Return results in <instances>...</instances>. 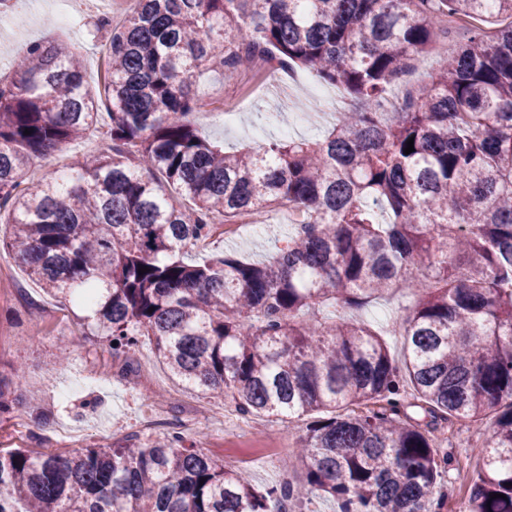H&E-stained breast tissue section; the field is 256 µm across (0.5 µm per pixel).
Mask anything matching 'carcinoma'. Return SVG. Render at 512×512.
I'll return each instance as SVG.
<instances>
[{"label": "carcinoma", "mask_w": 512, "mask_h": 512, "mask_svg": "<svg viewBox=\"0 0 512 512\" xmlns=\"http://www.w3.org/2000/svg\"><path fill=\"white\" fill-rule=\"evenodd\" d=\"M135 2L105 44L106 105L73 46L30 45L0 83V248L113 354L147 337L175 383L244 415L309 418L306 480L257 490L172 434L15 448L0 452V512H287L309 495L338 512H442L452 460L434 433L490 414L463 512H512V0ZM458 18L475 20L466 41L399 94ZM258 58L354 105L321 139L227 153L194 126L206 103L188 86ZM92 127L106 151L25 178ZM285 204L304 219L267 262L184 260L216 216ZM413 288L400 365L345 312ZM23 378L0 371L1 418Z\"/></svg>", "instance_id": "carcinoma-1"}]
</instances>
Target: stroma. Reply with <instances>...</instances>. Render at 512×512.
<instances>
[{"label":"stroma","mask_w":512,"mask_h":512,"mask_svg":"<svg viewBox=\"0 0 512 512\" xmlns=\"http://www.w3.org/2000/svg\"><path fill=\"white\" fill-rule=\"evenodd\" d=\"M72 9L84 11L81 40L62 29L51 8L32 11L30 0H19L14 18L0 24V79L11 80L14 61L23 56L29 43L54 41L79 43L86 68V79L92 92L102 89L104 45L108 34L97 25L99 15L121 19L129 10L121 0H95L92 12H85L82 0H73ZM299 84L291 86L287 97L272 104L265 87L247 89L221 71H201L190 85V92L210 96L211 106L196 120L199 133L223 143L225 151L257 149L280 139L281 128H288L292 140H313L330 129L333 119L298 123L296 112L303 83L312 79L308 71H299ZM101 132L89 130L79 142L63 146L46 161H35L31 167L38 178L53 177L73 155H90L104 151ZM264 232L244 230L234 236L214 234L204 245L190 248L188 261L234 254L251 262L269 259L276 247L291 235L287 207L264 212ZM10 291L0 297V362L21 365L25 380L21 403L11 418L0 419V450L29 448L39 445L53 448L58 444L60 429H69L78 437L77 444L86 448L108 445L131 436L147 443L171 431L181 432L186 440L228 468L238 471L255 488L286 481L300 483L304 477L297 445L305 433L306 418L281 423L268 421L275 448L250 446L248 439H233L238 419H231L228 431L210 429L205 414L222 409L223 399L202 395L173 385L156 360L149 340H142L131 353L112 355L105 342L97 337L78 334L70 308L46 296L23 270L17 260H10L7 270ZM415 295L384 294L359 310L351 311L353 319L387 328L390 320L405 315ZM159 392L160 403L150 402L149 394ZM161 408L165 422L150 432L139 430L141 419ZM490 424L469 426L461 435H440L436 441L454 459L445 474L440 490L447 496L443 512H453L466 492L462 477L479 467L471 450L480 446Z\"/></svg>","instance_id":"obj_1"}]
</instances>
